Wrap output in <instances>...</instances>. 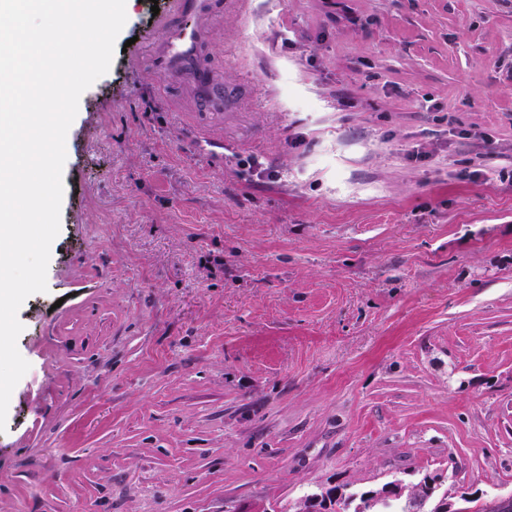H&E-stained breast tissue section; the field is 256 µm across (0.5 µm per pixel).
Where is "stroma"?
<instances>
[{
  "mask_svg": "<svg viewBox=\"0 0 512 512\" xmlns=\"http://www.w3.org/2000/svg\"><path fill=\"white\" fill-rule=\"evenodd\" d=\"M223 2V111L137 69L167 0L80 97L0 512L512 497V0Z\"/></svg>",
  "mask_w": 512,
  "mask_h": 512,
  "instance_id": "stroma-1",
  "label": "stroma"
}]
</instances>
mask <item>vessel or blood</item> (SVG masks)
<instances>
[{
	"label": "vessel or blood",
	"instance_id": "vessel-or-blood-1",
	"mask_svg": "<svg viewBox=\"0 0 512 512\" xmlns=\"http://www.w3.org/2000/svg\"><path fill=\"white\" fill-rule=\"evenodd\" d=\"M217 15V0H170V11L159 27L162 37L148 38L146 62L150 72L192 94V105L224 109V84L206 60Z\"/></svg>",
	"mask_w": 512,
	"mask_h": 512
}]
</instances>
